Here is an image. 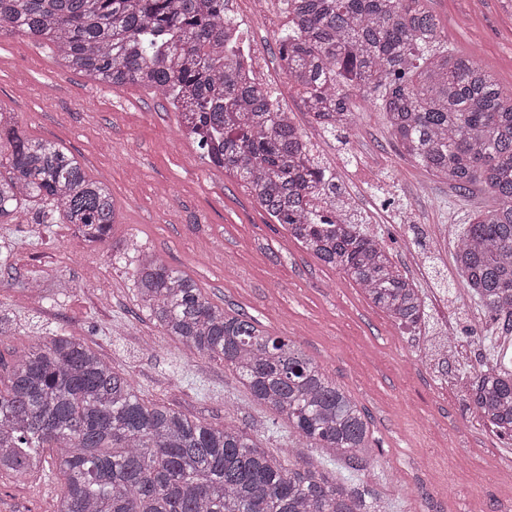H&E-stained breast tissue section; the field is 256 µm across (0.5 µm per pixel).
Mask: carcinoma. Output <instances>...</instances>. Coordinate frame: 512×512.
Masks as SVG:
<instances>
[{
    "mask_svg": "<svg viewBox=\"0 0 512 512\" xmlns=\"http://www.w3.org/2000/svg\"><path fill=\"white\" fill-rule=\"evenodd\" d=\"M228 0H0V34L46 40L60 62L109 88L172 102L200 157L242 181L306 252L341 273L399 325L425 316L418 289L372 233L313 207L336 179L265 84L242 80ZM278 38L288 81L332 133L353 125L351 93L375 100L402 156L465 196L479 182L494 206L464 226L454 260L485 315L512 332V96L441 40L426 0H282ZM118 213L108 185L60 146L21 133L0 107V224H72L106 241ZM138 305L161 333L224 361L252 401L288 419L312 448L355 470L374 453L360 405L295 341L218 306L151 252L133 269ZM468 402L512 440V367L483 364ZM58 449L54 512H378L323 474L284 466L245 429L210 426L144 400L86 343L53 336L0 389V472L23 479Z\"/></svg>",
    "mask_w": 512,
    "mask_h": 512,
    "instance_id": "carcinoma-1",
    "label": "carcinoma"
}]
</instances>
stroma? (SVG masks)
Masks as SVG:
<instances>
[{"instance_id":"35a3bbf8","label":"stroma","mask_w":512,"mask_h":512,"mask_svg":"<svg viewBox=\"0 0 512 512\" xmlns=\"http://www.w3.org/2000/svg\"><path fill=\"white\" fill-rule=\"evenodd\" d=\"M455 51L473 55L512 95V0H427ZM231 14L257 47L262 81L288 106L343 193L355 221L379 236L426 300L414 331L398 326L362 290L304 251L255 196L200 159L170 101L137 87L111 89L64 67L48 42L0 37V107L22 129L64 148L111 189L119 222L97 253L112 273L107 298L83 276L84 258L65 224H0L10 267L0 268V307L16 322L0 339V380L49 336L90 345L129 374L142 397L208 425L236 423L282 461L347 482L386 512H512V440H503L463 396L474 357L494 362L504 335L485 318L455 267L462 227L492 206L483 186L461 198L399 154L382 112L351 95L354 124L333 134L305 112L277 69L280 27L253 16L251 0ZM405 210L392 224L381 203ZM190 275L208 299L287 336L359 403L375 454L356 475L306 447L276 415L251 401L216 357L191 353L136 302L132 266L112 255L129 241ZM46 298L32 300L31 285ZM456 336L463 354L439 346ZM468 456L466 469L451 466ZM61 476H0V512H54Z\"/></svg>"}]
</instances>
